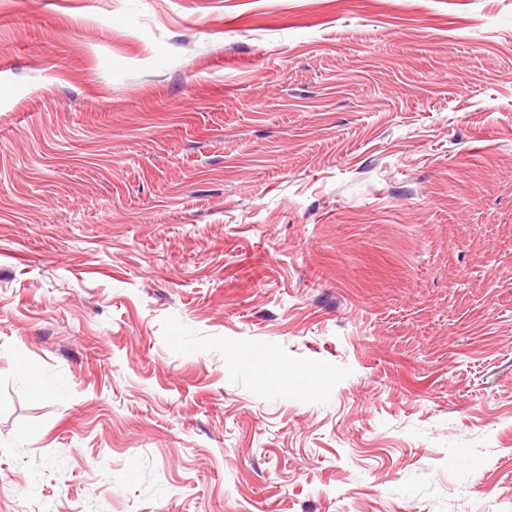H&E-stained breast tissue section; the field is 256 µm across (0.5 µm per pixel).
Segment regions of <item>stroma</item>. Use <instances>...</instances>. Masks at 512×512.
Here are the masks:
<instances>
[{"instance_id": "obj_1", "label": "stroma", "mask_w": 512, "mask_h": 512, "mask_svg": "<svg viewBox=\"0 0 512 512\" xmlns=\"http://www.w3.org/2000/svg\"><path fill=\"white\" fill-rule=\"evenodd\" d=\"M512 512V0H0V512Z\"/></svg>"}]
</instances>
